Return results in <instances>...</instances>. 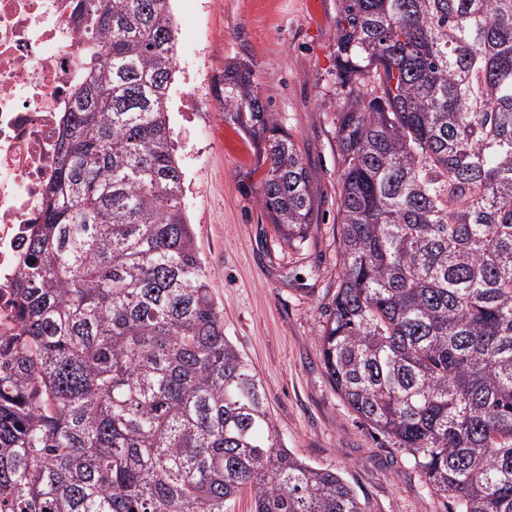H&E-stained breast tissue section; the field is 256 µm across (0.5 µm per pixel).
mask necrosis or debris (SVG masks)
I'll list each match as a JSON object with an SVG mask.
<instances>
[{"instance_id": "4bbe7bcc", "label": "necrosis or debris", "mask_w": 512, "mask_h": 512, "mask_svg": "<svg viewBox=\"0 0 512 512\" xmlns=\"http://www.w3.org/2000/svg\"><path fill=\"white\" fill-rule=\"evenodd\" d=\"M81 0H0V338L17 330L15 284L72 106L78 44L94 39Z\"/></svg>"}]
</instances>
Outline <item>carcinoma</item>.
<instances>
[{
  "label": "carcinoma",
  "mask_w": 512,
  "mask_h": 512,
  "mask_svg": "<svg viewBox=\"0 0 512 512\" xmlns=\"http://www.w3.org/2000/svg\"><path fill=\"white\" fill-rule=\"evenodd\" d=\"M171 0H87L96 38L62 119L0 344V512H365L281 441L224 335L168 119ZM341 273L318 336L349 409L454 512H512V0H337ZM224 118L262 204L308 240L316 192L250 67Z\"/></svg>",
  "instance_id": "obj_1"
}]
</instances>
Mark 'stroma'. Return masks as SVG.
Instances as JSON below:
<instances>
[{
  "label": "stroma",
  "mask_w": 512,
  "mask_h": 512,
  "mask_svg": "<svg viewBox=\"0 0 512 512\" xmlns=\"http://www.w3.org/2000/svg\"><path fill=\"white\" fill-rule=\"evenodd\" d=\"M169 125L184 202L228 336L263 381L289 450L340 473L365 512H450L408 455L351 412L317 338L341 272L332 93L336 0H172ZM246 63L316 190L308 240L290 246L261 202L256 147L224 117V67Z\"/></svg>",
  "instance_id": "obj_1"
}]
</instances>
